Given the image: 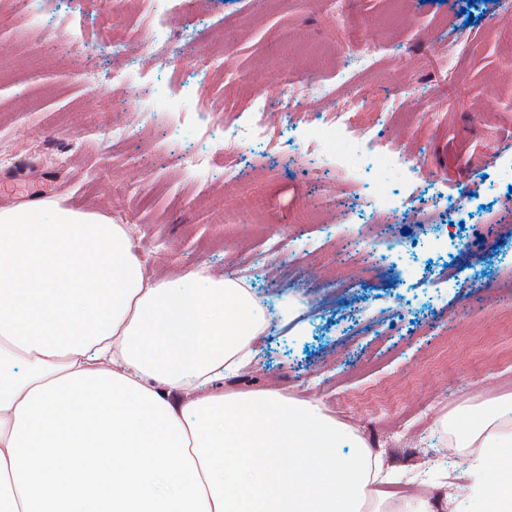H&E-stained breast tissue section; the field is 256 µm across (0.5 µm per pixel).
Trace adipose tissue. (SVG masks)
Listing matches in <instances>:
<instances>
[{
    "mask_svg": "<svg viewBox=\"0 0 512 512\" xmlns=\"http://www.w3.org/2000/svg\"><path fill=\"white\" fill-rule=\"evenodd\" d=\"M264 324L249 285L149 279L123 225L0 208V512H367L382 462L316 404L224 392ZM469 512H512V402L465 439Z\"/></svg>",
    "mask_w": 512,
    "mask_h": 512,
    "instance_id": "1",
    "label": "adipose tissue"
}]
</instances>
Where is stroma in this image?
<instances>
[{"label": "stroma", "instance_id": "1", "mask_svg": "<svg viewBox=\"0 0 512 512\" xmlns=\"http://www.w3.org/2000/svg\"><path fill=\"white\" fill-rule=\"evenodd\" d=\"M179 4H160L158 62L140 37L120 55L95 42L100 15L87 0L52 36L17 0H0V207L32 191L108 215L160 281L201 267L237 279L256 250L277 244L248 279L267 309L250 340L259 361L225 389L322 403L380 455L386 512L418 489L454 493L466 481L461 424L480 428L512 401V299L499 294L512 284V225L501 222L512 202L468 208L452 244L413 223L415 204L401 197L348 214L329 201L354 182L374 193L413 182L431 200L487 198L493 182L512 181V36L500 0H349L339 16L325 0H199L194 15ZM188 25L198 30L190 43ZM355 30L376 68L338 98L315 93L282 111L289 79L352 67ZM457 37L468 50L454 74L438 59ZM206 57L221 63L211 78L183 82ZM394 98L399 113L376 124ZM343 106L371 133L348 138L310 120ZM258 112L275 116L274 151L240 141L241 174L225 176V142ZM116 128L126 139L113 141ZM390 139L404 162L379 154ZM184 152L211 160L186 168ZM304 207L314 223L296 224ZM385 239L420 245L394 254L379 249ZM350 264L378 272L333 289Z\"/></svg>", "mask_w": 512, "mask_h": 512}]
</instances>
